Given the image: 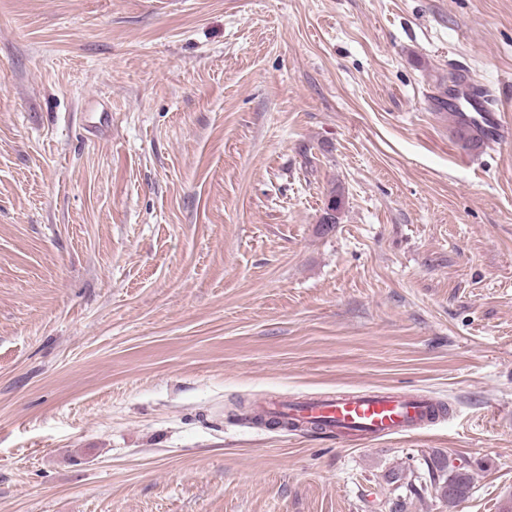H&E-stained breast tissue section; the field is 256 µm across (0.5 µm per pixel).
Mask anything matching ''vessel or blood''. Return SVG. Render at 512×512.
<instances>
[{
  "label": "vessel or blood",
  "mask_w": 512,
  "mask_h": 512,
  "mask_svg": "<svg viewBox=\"0 0 512 512\" xmlns=\"http://www.w3.org/2000/svg\"><path fill=\"white\" fill-rule=\"evenodd\" d=\"M447 106L452 112L463 111L465 119L483 127L490 139H512V124L503 119L487 90L460 82L449 92ZM261 412L283 427L336 437L400 435L425 429L438 419L436 403L427 395L380 391L336 392L289 401L273 399L262 406Z\"/></svg>",
  "instance_id": "1"
}]
</instances>
